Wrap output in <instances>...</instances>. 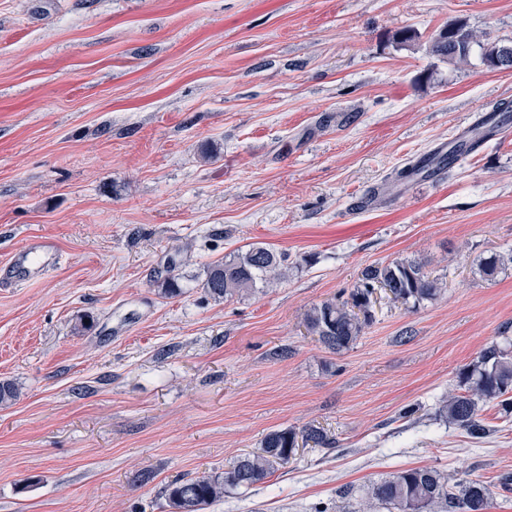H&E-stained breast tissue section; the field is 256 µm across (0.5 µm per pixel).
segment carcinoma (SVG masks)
<instances>
[{
    "mask_svg": "<svg viewBox=\"0 0 512 512\" xmlns=\"http://www.w3.org/2000/svg\"><path fill=\"white\" fill-rule=\"evenodd\" d=\"M446 31V37L433 39L431 52L450 60H468L475 43L472 31L462 21L449 23ZM482 62L492 69H512V46L487 45ZM287 268L288 254L252 244L244 251L209 263L204 268L202 288L214 300L243 295L254 290L259 280L268 286L278 283ZM157 282L167 296L182 293L176 261H171ZM378 288L388 290L392 300L414 309L441 293L443 282L430 277L424 271V263L416 259L369 265L349 298L330 299L310 310L306 318L308 331L333 352L349 348L371 321L372 297ZM460 383L464 391L448 395L439 412L471 439H485L495 429L480 416L479 403L496 401L504 416L512 413V353L496 343L484 348L460 372ZM300 441L314 448L337 447V442L317 426L300 431L274 430L264 437L260 451L238 457L224 473L168 485L170 507L174 512H203L226 492L249 490L288 464ZM364 494L361 512H376L380 504L391 505L397 512H486L491 499L483 481L463 479L451 484L447 474L428 467L397 471L368 485Z\"/></svg>",
    "mask_w": 512,
    "mask_h": 512,
    "instance_id": "cac0c4a2",
    "label": "carcinoma"
}]
</instances>
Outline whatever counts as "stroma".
Segmentation results:
<instances>
[{
	"instance_id": "35a3bbf8",
	"label": "stroma",
	"mask_w": 512,
	"mask_h": 512,
	"mask_svg": "<svg viewBox=\"0 0 512 512\" xmlns=\"http://www.w3.org/2000/svg\"><path fill=\"white\" fill-rule=\"evenodd\" d=\"M457 19L478 41L464 63L430 50ZM486 43L512 45V0H0V267L32 241L63 256L0 285L18 391L0 512H172L171 482L311 424L338 447L298 448L206 512H359L341 490L417 467L483 480L488 512H512V419L483 406L496 431L477 442L435 414L512 337V113L440 178L386 184L512 101ZM251 244L288 253L286 279L206 296V264ZM178 246L170 298L155 279ZM402 258L441 295L410 311L377 291L339 353L307 331Z\"/></svg>"
}]
</instances>
